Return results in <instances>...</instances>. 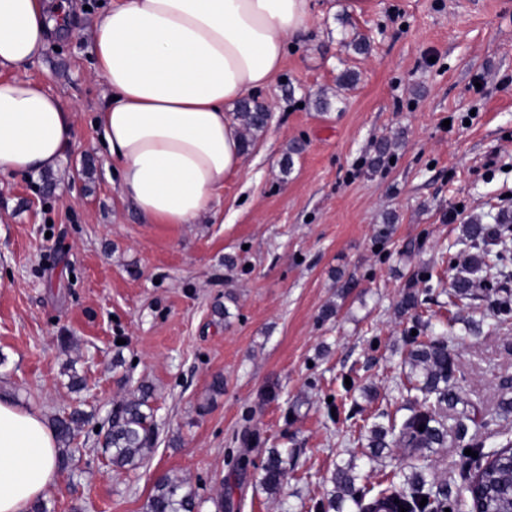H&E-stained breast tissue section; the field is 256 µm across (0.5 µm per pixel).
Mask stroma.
I'll return each instance as SVG.
<instances>
[{
  "instance_id": "stroma-1",
  "label": "stroma",
  "mask_w": 512,
  "mask_h": 512,
  "mask_svg": "<svg viewBox=\"0 0 512 512\" xmlns=\"http://www.w3.org/2000/svg\"><path fill=\"white\" fill-rule=\"evenodd\" d=\"M66 2L70 33L51 34L23 76L74 107V143L58 171L0 173V396L49 420L90 415L47 512H146L164 474L186 479L199 512L220 495L238 512H316L359 454L362 421L403 416L397 381L419 324L452 329L450 383L488 421L449 425L435 475L457 476L472 436H512L499 409L512 318L499 323L495 294L460 308L447 295L464 225H512V0H312L306 37L255 94L266 131L198 224L144 223L122 198L90 37L112 0ZM357 36L368 53L349 48ZM346 68L359 80L340 92ZM407 288L420 292L413 316L395 311ZM72 370L86 381L76 393ZM143 384L154 451L117 472L102 431ZM273 447L292 457L271 496L259 474Z\"/></svg>"
}]
</instances>
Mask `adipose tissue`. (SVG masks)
<instances>
[{
    "label": "adipose tissue",
    "instance_id": "adipose-tissue-1",
    "mask_svg": "<svg viewBox=\"0 0 512 512\" xmlns=\"http://www.w3.org/2000/svg\"><path fill=\"white\" fill-rule=\"evenodd\" d=\"M312 21L310 0H120L92 23L94 73L111 94L97 125L122 197L149 224H195L243 168L232 111L282 71ZM68 12L0 0V69L38 62ZM74 112L42 84L0 79V171L57 168ZM40 411L0 398V512H30L58 478Z\"/></svg>",
    "mask_w": 512,
    "mask_h": 512
}]
</instances>
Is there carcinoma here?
Returning a JSON list of instances; mask_svg holds the SVG:
<instances>
[{
    "label": "carcinoma",
    "instance_id": "obj_1",
    "mask_svg": "<svg viewBox=\"0 0 512 512\" xmlns=\"http://www.w3.org/2000/svg\"><path fill=\"white\" fill-rule=\"evenodd\" d=\"M241 127V141L248 152L264 133L269 121L268 107L253 98L241 100L234 112ZM512 235V226L503 224L490 229L483 224H467L463 241L475 242L487 237L503 239ZM508 250L491 249L469 254L464 258L462 271L451 278L448 304L466 306L477 298V290L491 291L496 281L478 279V273L490 267V261L503 266L508 261ZM407 363L409 371L400 381L406 391L407 414L402 419L387 418V422L374 421L368 427L367 443L362 456L377 461L392 446L411 450L409 473L403 483L389 484L376 495L356 486L360 475L355 459L336 467L331 477L333 490L320 501V512H457L460 499L448 492V479L432 474V456L448 447V415L460 424L470 419L469 402L450 387L453 362L448 352V337L421 336L409 340ZM86 422L85 414L75 409L54 421L59 441L58 464L65 466L72 458L71 445ZM424 430H419V427ZM155 444L154 413L149 405V389L141 387L136 393L116 405L107 430L104 445L109 463L115 471L134 470L142 464ZM469 448L478 453L469 458V467L461 473L465 491L470 495V506L482 512H512V440L506 439L487 449L485 443L472 439ZM288 449L271 448L262 468L260 485L271 495L280 493L288 478L286 467ZM427 504L420 505L422 497ZM399 503H394V500ZM198 507L195 490L183 479L164 475L153 486L147 503L148 512H195Z\"/></svg>",
    "mask_w": 512,
    "mask_h": 512
}]
</instances>
